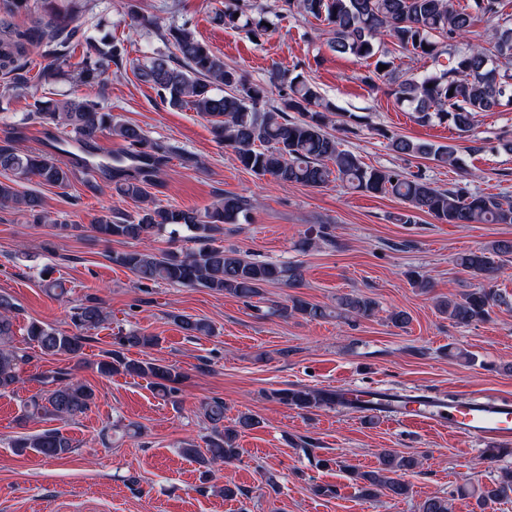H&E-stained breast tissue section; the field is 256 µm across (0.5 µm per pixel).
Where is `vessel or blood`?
I'll list each match as a JSON object with an SVG mask.
<instances>
[{
	"label": "vessel or blood",
	"mask_w": 512,
	"mask_h": 512,
	"mask_svg": "<svg viewBox=\"0 0 512 512\" xmlns=\"http://www.w3.org/2000/svg\"><path fill=\"white\" fill-rule=\"evenodd\" d=\"M389 409L410 424L443 427L464 441H512V401L508 399L445 400L429 393L391 402Z\"/></svg>",
	"instance_id": "obj_1"
}]
</instances>
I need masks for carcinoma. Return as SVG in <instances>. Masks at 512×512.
<instances>
[{"mask_svg":"<svg viewBox=\"0 0 512 512\" xmlns=\"http://www.w3.org/2000/svg\"><path fill=\"white\" fill-rule=\"evenodd\" d=\"M68 2L63 11L55 0H0V74L9 78L0 87V100L28 87L29 56L35 51L49 60L36 75L37 81L44 84L57 79L58 64L69 61L79 46L82 54L75 66L76 76L90 87L103 86L106 73L123 63L121 43L97 41L71 25L69 15L79 6L77 0ZM281 2L290 15L325 22L327 46L339 54L371 58L375 55L374 40L382 36L402 55L432 59L448 56L451 65L441 72L404 78L398 73L394 57L386 51L364 77L370 86L381 79L393 85L398 102L407 104L421 124L450 122L467 133L479 113L500 105L504 97L512 103V18L502 12L501 0H473L474 14L455 5L454 0ZM38 6L44 17L26 26V19ZM477 14L491 27L489 48L466 41ZM215 19L226 28H247L256 36L268 31L263 25L267 21L264 12L249 14L239 4L225 7ZM163 38L170 46L169 53L134 65L139 79L151 85L169 107H189L208 118L214 136L231 149L244 169L255 175L269 176L280 184L312 188L324 187L334 178L356 190L391 194L412 210L427 213L442 224H512L511 201L470 192L458 185L440 188L420 174L365 166L355 153L341 148L339 138L329 131L332 108L302 75L290 78L280 70L271 73L265 83H248L236 68L224 62V57L197 39L188 23L169 27ZM382 65L387 69L379 70ZM35 108L51 123L71 129L78 154L66 163L52 154L23 151L12 140H3L0 172L6 174V180L0 181V206H22L31 216V223L42 224L48 216L41 198L19 187L32 180L39 185L67 187L80 170L86 175L88 189H99L95 179L98 175L114 183L121 195L139 203L134 215L99 217L93 228L101 238L146 242L165 232L172 236L182 230L189 232L195 248L187 253L157 252L145 247L112 256V261L128 269L137 282L202 286L243 299L260 295L268 284L286 282L290 288L299 285L302 273L297 266L247 259L216 244L224 234V225L247 217L249 203L243 197L223 194L202 211L157 205L152 190L163 185L160 173L170 149L150 141L139 126L113 121L112 113L88 98L39 100ZM291 112L298 117H290ZM104 130L122 142V154L112 164H95L91 162L96 154L95 139ZM381 136L400 155L429 158L440 166L454 167L459 163V146L455 144L418 142L384 130ZM511 264L512 241H499L457 259V265L473 276L506 270ZM497 303L505 304L507 300L492 288H479L440 299L437 306L453 323L467 326L487 319ZM338 306L349 316L364 317L372 314L376 302L352 293L340 297ZM14 310L11 298L0 294V391L18 384L22 367L31 360L25 350L10 345ZM280 312L284 317L299 314L311 320L331 315L327 307L297 296L289 298ZM171 318L189 336L212 333L211 324L204 319L181 314ZM71 319L79 332L64 334L50 325L32 322L27 327L28 339L44 355L78 358L86 340L80 330L102 327L109 315L102 303L89 299L74 308ZM158 343V337L137 331L118 336L117 348L104 352L96 362V371L103 377L123 374L145 379L156 395L169 398L183 378L177 367L124 355L126 348H151ZM33 380L42 389L24 404L25 420L46 416L73 419L95 403L94 390L68 372L36 374ZM271 397L307 411L336 403L356 410L366 405L360 398L347 399L330 390L285 388L271 392ZM205 416L213 428L208 448L202 450L187 441L181 453L204 466L238 459L240 449L233 442L236 431L224 428V401L214 398L208 402ZM14 448L19 453L31 450L46 458H59L72 452L73 443L59 431L46 430L19 439ZM417 464L413 457L389 451L382 456L378 469L355 473V481L363 482L360 492L367 497L382 493L392 499L404 498L410 487L403 473ZM458 494L476 498V505L483 512L493 503L512 499V471L478 489L463 485ZM419 512H450L449 501L438 495L428 496L421 502Z\"/></svg>","mask_w":512,"mask_h":512,"instance_id":"obj_1","label":"carcinoma"}]
</instances>
